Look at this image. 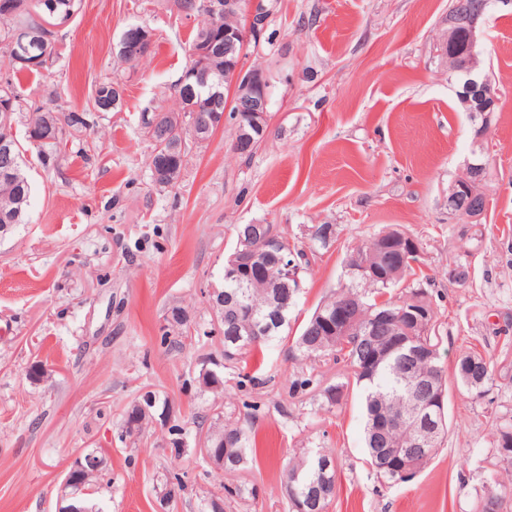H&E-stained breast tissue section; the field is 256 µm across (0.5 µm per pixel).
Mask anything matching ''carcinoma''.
<instances>
[{"mask_svg":"<svg viewBox=\"0 0 512 512\" xmlns=\"http://www.w3.org/2000/svg\"><path fill=\"white\" fill-rule=\"evenodd\" d=\"M10 6L0 5V60H11L14 55L30 52L35 55L40 49L50 47L49 58L57 54L56 39L53 33L41 28L37 17L32 13L29 0H7ZM80 0H44V8L53 10L61 17L70 18L78 10ZM204 0H175L178 13L186 16L202 17L192 46H198L224 34V28L234 27L239 18L224 11L201 9ZM140 44L141 54L133 56L127 48L132 42ZM152 34L141 25L125 29L120 38L119 59L134 66L151 53ZM225 91L224 54L215 53L208 62L190 59V66L176 92L179 109L176 112L159 113L157 110L142 113L141 131L151 141L149 167H163L174 173L175 183L154 180L162 189H177L189 164L192 147H201L208 143L213 133H199L198 125L212 119V114L224 109L210 108L207 92ZM0 105L12 112L9 124L0 123V149L6 147L10 152L12 166L10 174L0 175V224H24L32 196V181L22 159L21 144L13 134L14 125L24 121L28 142L37 149L44 164L57 163L61 148L67 144V138L74 132L89 127L86 114L71 112L67 115L48 109L42 105L23 104L10 76L0 77ZM121 106V94L118 84L104 81L99 84L93 97L91 112H112ZM168 121V136L157 135L152 122L157 117ZM403 231L389 229L374 235L370 240L350 249L345 260L347 282L339 284L312 315L306 320L295 339V348L301 358L310 363V373H303L291 381L290 390L297 392L314 383L313 370L320 362L342 361L351 369V376L341 378L323 387L318 394L319 407L329 410L341 403L346 392L353 388L358 391L364 417L365 462L376 477L389 485L408 482L396 468L382 469L376 462L382 448H409L416 436L415 416L421 405L415 395L414 382L407 373V367L428 375L435 386L448 389L447 378L439 364V356L419 359L410 364L402 351H391L371 371L364 367L369 347L386 350L389 343L379 339L374 344L366 342L360 333L369 324L378 310L390 309L400 312L418 300L435 313L428 291L416 279L409 285H403L406 276L415 274L413 265L407 263L394 267L384 279L370 276L367 269L378 264L380 253L375 249L376 240L392 235H401ZM235 236L251 241L256 251L252 260L240 266V274L224 279V287L209 297L211 309L217 323L205 329L193 324L185 309L176 307L171 311L172 321L182 328L184 336L205 337L213 334L221 336L224 344V362L230 366L247 363L248 354L278 338L288 327V311L295 298L300 294L302 283L295 280L285 284L281 277L280 258H288L299 270L317 258L319 250L328 249L331 243L309 235L315 250L311 258L292 247L288 234L279 230L275 224H238ZM346 302L353 306L356 313L354 328L349 333L330 334L327 325L335 322L336 305ZM464 358L474 359L481 364V373L472 380L454 371L455 382L468 391L482 394L491 379V364L484 356L475 351L464 353ZM197 383L200 390L216 393L224 389V377L221 371L199 370ZM157 404L156 393L149 390L139 395L137 401L126 411L124 425L118 434L119 441L141 432L153 418V409ZM233 403L227 402V408L214 413L206 435V447L214 454L224 457V472H238L247 467L252 457L253 446L247 430L240 421L233 418ZM402 412L403 423L385 433L378 431L377 424L383 417ZM496 454L492 465L495 475L483 484L472 512H484L481 504L485 496L494 492L506 498L512 489V422L506 420L497 427L494 440ZM83 462L94 461V465L85 474H67L66 489L74 502L61 508V512H98L90 496L96 493L95 481L101 469L102 458L91 451L81 455ZM332 460L331 454L321 448L313 452H302L288 460L286 472L296 475V494L288 498V512H327L328 506L336 496V470L330 471L331 480L327 485L320 484L319 461ZM228 497L234 501L248 500L257 495L255 485L240 484L224 487Z\"/></svg>","mask_w":512,"mask_h":512,"instance_id":"carcinoma-1","label":"carcinoma"}]
</instances>
